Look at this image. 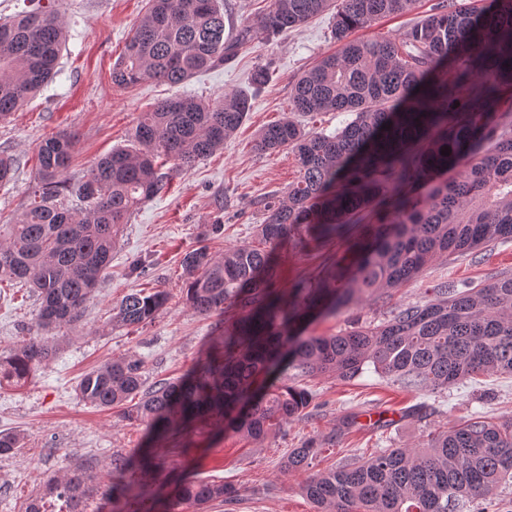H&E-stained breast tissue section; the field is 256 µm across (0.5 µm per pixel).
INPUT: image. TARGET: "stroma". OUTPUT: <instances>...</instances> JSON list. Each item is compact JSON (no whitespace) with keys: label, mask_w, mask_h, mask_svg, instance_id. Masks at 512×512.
Masks as SVG:
<instances>
[{"label":"stroma","mask_w":512,"mask_h":512,"mask_svg":"<svg viewBox=\"0 0 512 512\" xmlns=\"http://www.w3.org/2000/svg\"><path fill=\"white\" fill-rule=\"evenodd\" d=\"M58 12L67 40L52 80L28 100L8 123L0 124V151L17 161L13 181L0 185V224L11 223L27 205L35 185V147L60 131L77 140L67 179L77 181L102 156L127 145L141 112L172 97L201 98L213 104L236 90H252L250 77L268 66L269 80L252 90L251 110L224 147L181 171L160 166L165 188L131 216L112 254V267L75 326L49 330L58 343L56 357L19 388L0 390V432L19 431L25 445L0 456V512H24V504L50 476L66 467L88 466L100 481L112 476V458L134 449H150L164 461L166 480L150 489L165 496L168 483L191 470L202 481L239 487L233 502H213L208 512H314L302 494L308 477L341 466L379 448H416L430 434L475 415L512 421V374L482 376L442 392L415 390L364 367L351 380L333 376L304 379L313 395L304 416L280 432L252 441L231 432L178 430L147 434L129 424L120 409H98L78 396L82 376L113 357L132 354L144 364L149 382L175 380L204 359L224 334V323L237 315L204 317L186 303L181 259L197 247L205 227L218 224L213 253L253 240L264 220L262 201L283 195L296 180L294 155L286 150L260 153L256 133L288 114L297 76L332 53L333 16L325 13L274 40L254 34L223 68L180 85L147 80L128 89L112 83V66L123 54L148 0H35ZM325 250L283 242L274 255L278 291L326 268ZM512 275V241L449 257L427 265L415 281L380 296L360 298L348 310L312 320L307 334L332 335L361 323L379 324L410 303L432 298L435 288ZM162 290L169 300L155 318L129 329L109 326L116 303L134 290ZM40 303L30 289L0 284V347L38 333ZM316 442L322 452L305 470L284 473L289 451Z\"/></svg>","instance_id":"obj_1"}]
</instances>
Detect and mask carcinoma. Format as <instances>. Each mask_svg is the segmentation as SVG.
Listing matches in <instances>:
<instances>
[{
    "label": "carcinoma",
    "instance_id": "cac0c4a2",
    "mask_svg": "<svg viewBox=\"0 0 512 512\" xmlns=\"http://www.w3.org/2000/svg\"><path fill=\"white\" fill-rule=\"evenodd\" d=\"M417 0H271L257 27L224 37L223 0H148L112 83L145 79L183 84L224 66L256 30L268 40L312 17L334 14L340 48L294 81L290 115L257 132L259 152L289 149L298 178L284 196H269L245 242L217 257L205 244L181 260L186 302L199 315L241 316L192 373L148 384L140 359L113 358L81 378V400L123 407L122 417L156 435L182 424L212 422L247 439H261L309 408L298 379L334 374L351 379L369 365L415 389L442 391L479 374L512 373V275L462 289L445 287L380 324L332 336H297L291 326L305 312L348 308L355 299L412 282L432 261L464 255L497 240H512V126L492 106L512 90V0L493 7H458L439 0L401 37L360 39L351 34L376 20L414 9ZM65 29L56 12L24 11L0 23V122L8 121L52 77ZM483 77L482 104L470 103L471 81ZM251 97L243 91L218 105L193 97L162 100L141 113L130 145L99 159L76 183L66 182L76 140L71 133L36 147L38 189L0 233V283L32 289L41 300L39 326L75 325L111 268L124 226L141 203L164 189L157 161L191 169L224 146L241 127ZM347 112L332 133L306 129L295 113ZM449 147V155L441 149ZM464 159L463 170L436 174ZM418 180L426 191L409 193ZM382 207L364 237L336 258L331 274L296 293L273 289L272 256L287 239L328 244L346 226ZM167 294L139 290L115 306L111 326L144 325ZM57 354L44 336L0 349V389L21 387ZM21 433L0 434V455L23 447ZM321 453L294 448L285 472L302 470ZM158 463L146 454L112 460V481L96 489L111 512H157L148 480ZM512 479V422L487 416L448 428L422 448H381L310 477L301 490L315 512H470ZM97 476L76 465L51 477L24 512H101L90 502ZM231 484L185 477L164 512L184 504L202 512L232 500Z\"/></svg>",
    "mask_w": 512,
    "mask_h": 512
}]
</instances>
